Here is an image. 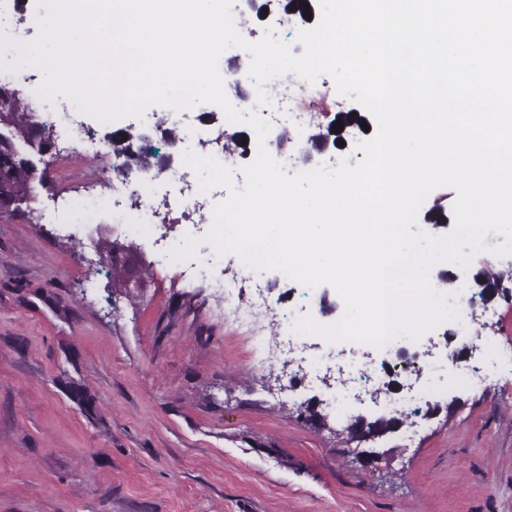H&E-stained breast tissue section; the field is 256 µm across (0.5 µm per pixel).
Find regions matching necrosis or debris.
<instances>
[{
    "label": "necrosis or debris",
    "instance_id": "obj_1",
    "mask_svg": "<svg viewBox=\"0 0 512 512\" xmlns=\"http://www.w3.org/2000/svg\"><path fill=\"white\" fill-rule=\"evenodd\" d=\"M243 75L231 69L224 74V86L230 102L242 111H257L271 125L272 134L293 129L297 142H304L310 128L319 119L317 113L305 111L300 100L310 88L309 82L289 73L265 83L270 105L258 104L256 97H239L237 83ZM37 84L27 87L26 100L36 120L46 124L52 135L72 145L77 154L87 160L104 156L112 158V175L108 179V195L78 194L68 197L65 208L72 226L81 227L99 223L102 215H109L113 225L132 229L134 234L154 249L155 261L165 266L172 264V248L168 243L166 217L175 215L177 223L188 224L193 235L201 239V251L213 252L214 247L205 238L214 226V210L228 192L221 187L202 190L196 170L184 156H210L234 170L236 181H243V166L254 160L255 151L241 153L228 149L224 141L211 132L195 128L177 145V163L155 175L126 166L115 148L104 147L90 135L81 121L82 114L73 102H65L61 111L51 112L46 100L37 93ZM215 286L224 306V312L233 323L254 334L267 335V350L262 359L269 368L289 364L296 373L310 382L329 381L336 412L347 415L354 405L378 402L388 412L402 414L417 402L435 401L441 390L426 375L425 363L407 370L403 382L392 391H384L388 379L386 368L364 361L356 353L337 349L335 342L319 334H299L295 323L279 319V304L270 289L258 280L254 267L239 254H232L231 267Z\"/></svg>",
    "mask_w": 512,
    "mask_h": 512
}]
</instances>
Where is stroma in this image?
<instances>
[{
	"instance_id": "35a3bbf8",
	"label": "stroma",
	"mask_w": 512,
	"mask_h": 512,
	"mask_svg": "<svg viewBox=\"0 0 512 512\" xmlns=\"http://www.w3.org/2000/svg\"><path fill=\"white\" fill-rule=\"evenodd\" d=\"M306 104L328 124L354 109L331 76ZM97 163L71 157L37 203L0 211V512H512V293L488 301L505 349L470 389L428 367L436 414L362 445L345 419L299 417L318 384L275 397L244 329L225 322L209 279L177 262L154 267L138 244L135 284H112L95 238L39 201L103 193ZM283 308L335 322L328 285L264 270ZM375 453L366 469L354 448Z\"/></svg>"
}]
</instances>
